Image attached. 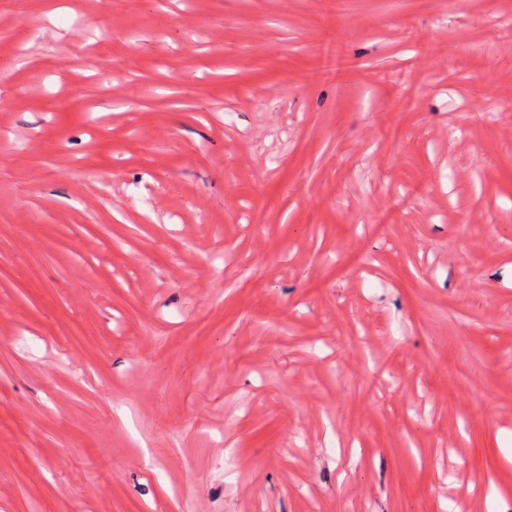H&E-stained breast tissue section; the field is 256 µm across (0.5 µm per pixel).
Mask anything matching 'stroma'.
Wrapping results in <instances>:
<instances>
[{"label": "stroma", "mask_w": 512, "mask_h": 512, "mask_svg": "<svg viewBox=\"0 0 512 512\" xmlns=\"http://www.w3.org/2000/svg\"><path fill=\"white\" fill-rule=\"evenodd\" d=\"M512 0H0V512H512Z\"/></svg>", "instance_id": "stroma-1"}]
</instances>
